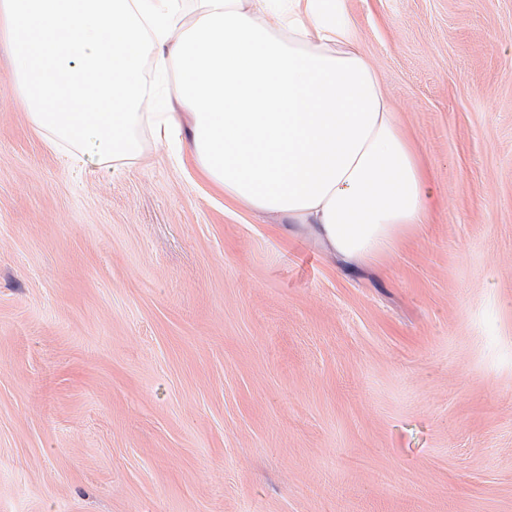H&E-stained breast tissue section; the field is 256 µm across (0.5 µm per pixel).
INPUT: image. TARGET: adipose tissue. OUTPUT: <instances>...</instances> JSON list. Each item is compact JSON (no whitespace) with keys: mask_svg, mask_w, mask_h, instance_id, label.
<instances>
[{"mask_svg":"<svg viewBox=\"0 0 512 512\" xmlns=\"http://www.w3.org/2000/svg\"><path fill=\"white\" fill-rule=\"evenodd\" d=\"M197 2L191 20L184 0H0L33 125L100 161L152 127L229 201L349 262L424 223L431 179L336 0Z\"/></svg>","mask_w":512,"mask_h":512,"instance_id":"obj_1","label":"adipose tissue"}]
</instances>
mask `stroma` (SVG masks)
I'll return each instance as SVG.
<instances>
[{
	"instance_id": "1",
	"label": "stroma",
	"mask_w": 512,
	"mask_h": 512,
	"mask_svg": "<svg viewBox=\"0 0 512 512\" xmlns=\"http://www.w3.org/2000/svg\"><path fill=\"white\" fill-rule=\"evenodd\" d=\"M342 7L438 199L358 265L74 162L0 36V512H512V0Z\"/></svg>"
}]
</instances>
